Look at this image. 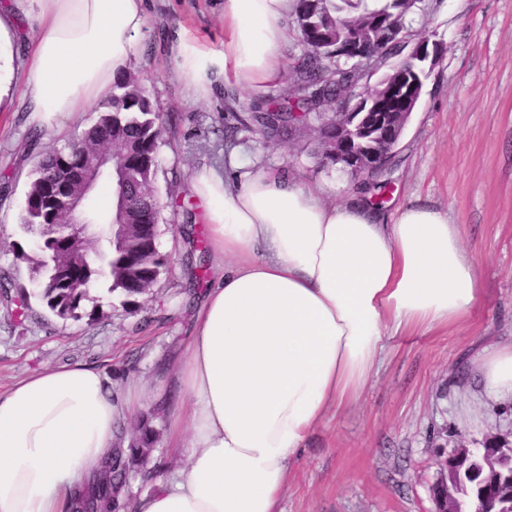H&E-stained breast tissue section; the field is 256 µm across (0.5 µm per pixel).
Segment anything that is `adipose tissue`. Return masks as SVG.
<instances>
[{
	"label": "adipose tissue",
	"instance_id": "adipose-tissue-1",
	"mask_svg": "<svg viewBox=\"0 0 512 512\" xmlns=\"http://www.w3.org/2000/svg\"><path fill=\"white\" fill-rule=\"evenodd\" d=\"M145 0H12L0 32L29 6L37 25L24 61L28 124L65 138L107 100L147 22ZM293 0H224V51L179 39L190 96L230 74L260 93L283 73ZM190 190L224 265L196 315L179 370L184 405L168 446L181 465L135 512H282L289 464L331 408L353 403L376 374L389 333L445 330L468 319L481 277L445 211L382 214L366 196L325 203L319 186L264 169L225 180L202 167ZM456 419L482 428L481 403L512 398V340L469 358ZM140 383L116 400L97 371L47 367L0 396V512H67L76 485L101 469Z\"/></svg>",
	"mask_w": 512,
	"mask_h": 512
}]
</instances>
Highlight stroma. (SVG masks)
I'll return each instance as SVG.
<instances>
[{
    "label": "stroma",
    "instance_id": "stroma-1",
    "mask_svg": "<svg viewBox=\"0 0 512 512\" xmlns=\"http://www.w3.org/2000/svg\"><path fill=\"white\" fill-rule=\"evenodd\" d=\"M147 26L128 67L149 90L163 119L155 184L160 201L158 245L170 263L138 311L123 308L98 279L78 321L57 318L35 295L32 267L39 252L21 224L25 194L51 143L25 123L27 75L22 47L0 37L11 58L9 91L0 98V394L48 366L85 364L101 373L113 393L128 380L172 388L203 293L220 275L214 260H200L194 245L208 233L189 204L194 169L231 175L228 145L243 161L293 182L321 186L327 202L370 192V185L317 163L311 132L268 138L240 130L225 108L265 105L277 88L257 94L234 77L219 78L206 100L189 101L173 49L184 37L205 51L224 50V0H146ZM413 39L428 38L443 52L390 160L380 207L407 204L447 212L478 265L483 291L472 317L443 331H402L351 405L331 409L307 437L291 468L283 512H431L432 462L466 446L512 443V401L492 403L485 428L471 432L455 420L452 383L466 357L512 336V0H418L406 19ZM29 304L25 321L14 302ZM150 472L134 470L124 512L169 477L178 459L158 441Z\"/></svg>",
    "mask_w": 512,
    "mask_h": 512
}]
</instances>
